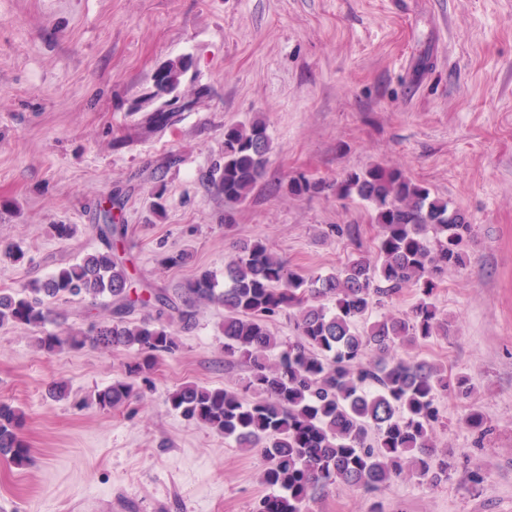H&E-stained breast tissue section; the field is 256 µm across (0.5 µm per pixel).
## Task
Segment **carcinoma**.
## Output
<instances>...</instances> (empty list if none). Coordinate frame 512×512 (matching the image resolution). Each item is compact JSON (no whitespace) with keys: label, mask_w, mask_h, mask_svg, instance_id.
<instances>
[{"label":"carcinoma","mask_w":512,"mask_h":512,"mask_svg":"<svg viewBox=\"0 0 512 512\" xmlns=\"http://www.w3.org/2000/svg\"><path fill=\"white\" fill-rule=\"evenodd\" d=\"M189 68L184 56L167 61L137 109L179 90ZM178 118L177 112L151 109L141 131H162ZM271 150L260 119L224 128V159L211 180L229 207L245 201L263 179ZM322 190L324 184L305 177L288 183L294 197ZM336 193L370 205L379 227L377 259L361 255L334 274L303 277L262 243L243 242L224 264V287L205 271L185 283L179 306L166 290L136 282L118 255L122 227L106 220L96 226L102 249L20 291H0V328L23 325L41 333L38 346L48 353L88 344L133 352L126 377L92 400L110 411L132 397L131 378L175 354L177 331L191 327L195 306L222 307L224 356L248 364L245 384L232 391L184 383L169 393L167 404L240 448L260 449V481L273 493L258 512H309L310 502L339 484L369 494L403 478L435 486L448 480L451 456L434 444L443 420L438 395L467 399L474 384L467 374L400 351L448 336V319L431 297L448 269L463 264L474 225L402 170L380 164L347 173ZM410 287L420 293L410 311L368 321ZM75 297L107 301L109 315L85 328L69 327L62 336L43 332L53 320L50 304ZM323 299L333 300L334 309ZM138 308L156 316L130 320ZM285 313L295 331L288 342L268 328ZM24 420L22 410L0 401V457L17 467L31 458ZM462 422L480 439L491 431L478 411Z\"/></svg>","instance_id":"1"}]
</instances>
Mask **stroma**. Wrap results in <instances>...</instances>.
I'll list each match as a JSON object with an SVG mask.
<instances>
[{"label": "stroma", "mask_w": 512, "mask_h": 512, "mask_svg": "<svg viewBox=\"0 0 512 512\" xmlns=\"http://www.w3.org/2000/svg\"><path fill=\"white\" fill-rule=\"evenodd\" d=\"M179 56L193 60L180 87L193 108L138 137L134 104ZM256 119L272 139L266 175L228 225L210 170L225 127ZM372 164L403 169L475 226L432 297L449 336L408 350L468 374L475 392L438 399L448 482L399 479L373 496L340 484L309 510L512 512V0H0V246L26 253H0V290L101 249L106 208L126 227L136 279L173 297L203 271L223 274L245 241L300 274L335 273L377 244L369 205L334 188ZM300 175L325 190L289 196ZM57 224L76 235L59 239ZM182 250L187 265L164 264ZM53 309L50 332L104 315L84 298ZM223 321L222 308L197 307L179 350L110 411L90 398L123 378L132 352L47 353L31 329L0 328V401L25 412L32 449L23 467L0 459V512H257L258 452L166 404L183 383L234 390L247 376L224 356ZM472 409L494 428L480 448L461 423Z\"/></svg>", "instance_id": "stroma-1"}]
</instances>
